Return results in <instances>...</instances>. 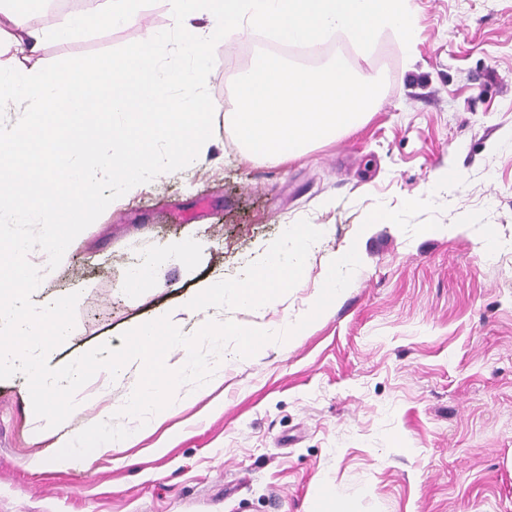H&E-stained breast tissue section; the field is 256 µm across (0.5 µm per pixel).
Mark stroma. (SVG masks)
<instances>
[{"instance_id":"obj_1","label":"stroma","mask_w":512,"mask_h":512,"mask_svg":"<svg viewBox=\"0 0 512 512\" xmlns=\"http://www.w3.org/2000/svg\"><path fill=\"white\" fill-rule=\"evenodd\" d=\"M413 38L390 30L341 56L385 85L357 127L284 161L254 156L225 113L229 76L252 69L253 34L215 48L220 108L203 159L125 193L73 241L37 301L79 292L51 367L176 307L209 275L235 278L295 222L322 231L301 281L271 306L225 318L280 332L306 315L330 262L361 261L336 303L250 358L226 347L209 384L177 388L146 424L119 410L139 376L93 377L50 428L27 379H0V512H318L322 489L353 512H512V0H410ZM173 25L168 0L134 18L90 19L68 42L5 64L44 67L147 40ZM454 181H447V174ZM192 266L170 263L184 238ZM153 255L152 285L123 284ZM124 440L56 460L84 428Z\"/></svg>"}]
</instances>
